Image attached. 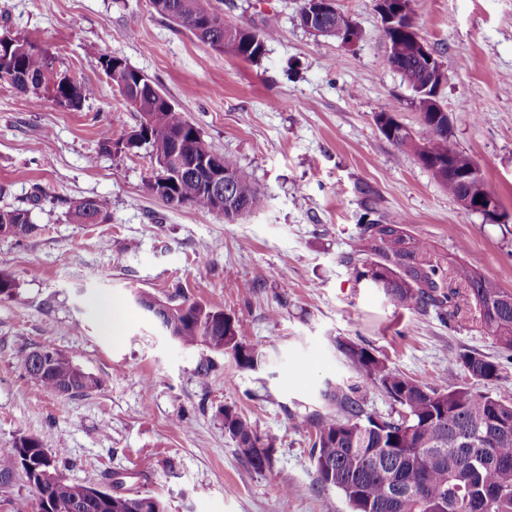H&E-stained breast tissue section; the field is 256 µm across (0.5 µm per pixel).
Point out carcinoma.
Returning a JSON list of instances; mask_svg holds the SVG:
<instances>
[{"label":"carcinoma","instance_id":"carcinoma-1","mask_svg":"<svg viewBox=\"0 0 512 512\" xmlns=\"http://www.w3.org/2000/svg\"><path fill=\"white\" fill-rule=\"evenodd\" d=\"M154 10L189 30L203 43L224 45V52L244 60L261 58L267 43L275 36L272 27L251 29L220 25L203 27L222 15L212 0H151ZM401 12L398 26L384 30L396 53L390 64L418 100L421 128L412 134L398 124L388 105L375 115V122L390 142L412 148L423 166L460 201L476 203V197L491 196L486 185L466 184L459 172L477 166L468 154L449 141L448 112L430 103L432 87L447 81L438 63H429L420 51L418 28L412 0H393ZM312 28L322 36H339L345 30L348 41L362 38V31L339 13ZM121 63L115 77L112 61ZM97 67L116 87L125 103L140 114L141 123L123 148H151L155 160L178 151L187 170L169 192L160 195L168 204H188L213 211L206 171L193 166L210 146L200 130L176 107L165 105L161 96L148 90L153 80L132 67L125 59L102 53ZM40 95L45 89L56 104L77 109L93 95L91 86L78 82L54 68V58L45 49L10 35L0 39V84ZM224 171L237 175L235 198L251 212L263 199L253 183L239 169L236 160L223 154ZM72 219L79 224H100L107 219L103 205L95 198H83L73 205ZM3 235L23 237L35 229L29 209H1ZM359 243L347 258L356 281L381 291L386 300L402 310L441 309L452 302L456 289L465 287L484 331L506 351H512V292L476 268L457 264L448 267V278L439 274V265L430 259V244L411 235L400 217L381 214L364 205L359 216ZM170 304L162 322L179 342L188 347L204 346L231 359L241 369L257 366L255 350L243 344L242 325L224 316L221 306L189 303L181 290L167 297ZM343 362L361 374L392 404L391 412L374 415L365 408L357 385L338 384L324 392L329 411L295 417L299 427L314 431L312 458L317 481L336 490L350 512H512V394H492L457 382L461 373L478 381L499 376L497 363L478 352H463L448 358V368L429 382H420L393 370L388 362L368 348L349 339L335 341ZM49 358L41 371L24 358L29 375L43 388L60 395L84 393L97 387V380L72 359L50 344L41 346ZM224 433L236 444L238 453L252 468L262 471L270 465L275 440L259 435L246 417L230 406L221 409ZM8 465L0 469V483L8 484L21 473L36 497L37 512H168L164 500L155 494H125L124 484L113 475V491L100 498L92 487L66 478L58 468V454L42 447L34 438L21 437L10 448H0Z\"/></svg>","mask_w":512,"mask_h":512}]
</instances>
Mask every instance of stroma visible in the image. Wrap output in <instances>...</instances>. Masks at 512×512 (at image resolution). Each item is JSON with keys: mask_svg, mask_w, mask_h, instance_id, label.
Segmentation results:
<instances>
[{"mask_svg": "<svg viewBox=\"0 0 512 512\" xmlns=\"http://www.w3.org/2000/svg\"><path fill=\"white\" fill-rule=\"evenodd\" d=\"M226 22L275 27L262 58L221 53L159 15L150 0H0V34L49 50L59 71L90 85L79 109L0 84V208H27L36 226L0 236V448L22 436L62 453L77 483L124 477L127 492L160 495L168 512H348L317 482L311 435L295 417L326 411L330 385L360 384L368 412L389 400L338 356L347 338L412 378L432 380L450 355L475 351L501 365L482 383L512 389V354L487 336L470 303L447 322L435 310H397L357 283L344 259L363 205L397 214L429 240L441 266L459 262L512 291V220L484 222L450 196L411 148L388 141L374 117L419 131L411 89L388 61L373 0H337L362 38L316 36L302 0H213ZM421 37L447 73L440 101L450 142L478 163L512 217V0H413ZM127 60L161 89L214 150L232 156L263 195L233 222L153 196L148 148L121 151L137 129L97 67ZM39 206H31L33 195ZM94 197L108 218L75 223L70 202ZM183 290L243 323L256 368L188 349L131 301ZM123 320L104 324L105 302ZM50 344L98 381L78 396L38 385L23 360ZM236 407L276 439L269 468L254 470L224 433Z\"/></svg>", "mask_w": 512, "mask_h": 512, "instance_id": "35a3bbf8", "label": "stroma"}]
</instances>
